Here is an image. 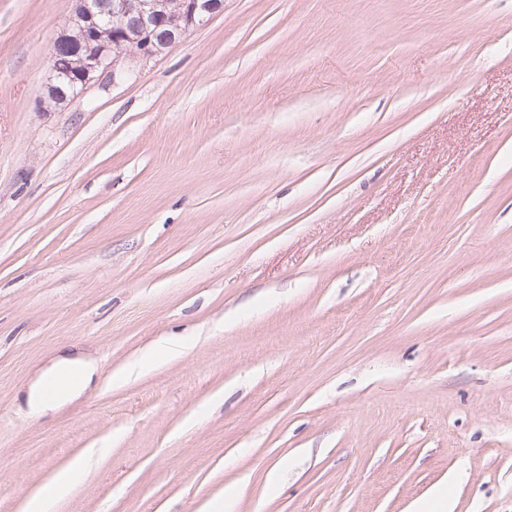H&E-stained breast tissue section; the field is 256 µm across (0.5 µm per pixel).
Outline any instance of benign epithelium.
Wrapping results in <instances>:
<instances>
[{"label":"benign epithelium","mask_w":512,"mask_h":512,"mask_svg":"<svg viewBox=\"0 0 512 512\" xmlns=\"http://www.w3.org/2000/svg\"><path fill=\"white\" fill-rule=\"evenodd\" d=\"M224 9V0H72L53 44L48 98L65 107L107 81L124 62H146Z\"/></svg>","instance_id":"obj_1"}]
</instances>
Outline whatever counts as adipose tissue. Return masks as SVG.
<instances>
[{"mask_svg":"<svg viewBox=\"0 0 512 512\" xmlns=\"http://www.w3.org/2000/svg\"><path fill=\"white\" fill-rule=\"evenodd\" d=\"M93 370L79 359H65L58 363L51 375L42 376L30 389L27 402L32 412L40 413L60 404L89 383Z\"/></svg>","mask_w":512,"mask_h":512,"instance_id":"1","label":"adipose tissue"}]
</instances>
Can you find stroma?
<instances>
[{
	"mask_svg": "<svg viewBox=\"0 0 512 512\" xmlns=\"http://www.w3.org/2000/svg\"><path fill=\"white\" fill-rule=\"evenodd\" d=\"M70 7L0 0V512H512V0H224L52 109ZM93 370L89 364L80 359H64L50 374H45L39 382L30 389L27 402L32 412L42 413L45 409L60 404L64 399L73 396L89 383ZM69 379L62 393H51L47 390L50 381L60 378Z\"/></svg>",
	"mask_w": 512,
	"mask_h": 512,
	"instance_id": "35a3bbf8",
	"label": "stroma"
}]
</instances>
